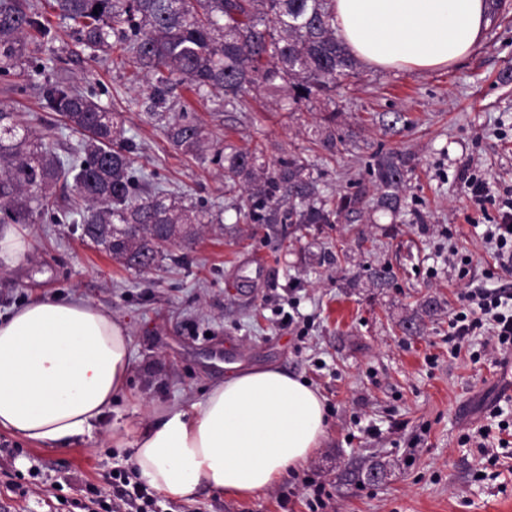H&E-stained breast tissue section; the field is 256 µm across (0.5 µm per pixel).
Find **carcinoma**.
<instances>
[{
  "instance_id": "carcinoma-1",
  "label": "carcinoma",
  "mask_w": 512,
  "mask_h": 512,
  "mask_svg": "<svg viewBox=\"0 0 512 512\" xmlns=\"http://www.w3.org/2000/svg\"><path fill=\"white\" fill-rule=\"evenodd\" d=\"M331 0H49L94 52H118L148 77L149 120L182 154L210 160L224 171V187L247 195L256 224L350 223L357 193L320 195L306 159L292 155L270 167L252 147H227L187 107L172 98L183 85L201 99L235 108L263 87L295 100L336 89L353 75L354 61L336 39ZM56 39L41 4L0 0V75L41 57ZM42 108L62 118L79 139L62 155L0 106V223L31 224L47 206V190L72 179V213L80 237L124 267H158L163 247L194 240L213 222L210 211L176 199L158 185L137 186L135 147L122 137L114 113L55 75L41 86ZM411 171L397 152L378 156L372 169L379 207L401 208Z\"/></svg>"
}]
</instances>
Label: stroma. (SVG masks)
<instances>
[{"label": "stroma", "mask_w": 512, "mask_h": 512, "mask_svg": "<svg viewBox=\"0 0 512 512\" xmlns=\"http://www.w3.org/2000/svg\"><path fill=\"white\" fill-rule=\"evenodd\" d=\"M49 55L72 84L115 112L135 146L137 167L176 195L207 206L221 222L191 245L165 247L159 268H123L75 233L64 212L75 192L60 181L50 204L28 225L31 248L16 266L0 264V314L32 297L79 295L124 321L132 336L129 393L108 421L137 423L151 410L202 400L236 366L280 367L318 388L328 435L308 464L284 474L249 500L215 494L187 503L158 497V512H312L305 481L324 483L325 512H512V426L499 431L496 408L512 423V358L484 357L492 336L452 354L448 323L468 284L512 288V273L494 269L485 242L496 205L476 208L459 180L474 167L491 195L512 187V0L491 16L473 52L437 70L357 65L344 85L300 102L266 90L236 109L187 95L196 116L225 143H258L266 164L305 157L324 193L362 197L351 224L234 223L225 211L245 204L225 191L220 168L185 157L147 121L143 73L102 62L57 15ZM44 76L31 69L0 77V104L17 112L57 150L58 115L41 108ZM333 136L335 147L323 144ZM412 159L405 204L373 208L369 167L380 154ZM473 258L470 279L448 261L452 248ZM265 276L244 282L252 259ZM386 270L378 285L370 269ZM436 301L425 311L427 301ZM294 305L301 327H286L278 309ZM421 331L407 334L408 320ZM481 353L472 362L471 352ZM494 437L482 453L474 437ZM0 512H113L116 469L132 470V451L96 433L49 448L0 432Z\"/></svg>", "instance_id": "1"}]
</instances>
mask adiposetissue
<instances>
[{
    "label": "adipose tissue",
    "mask_w": 512,
    "mask_h": 512,
    "mask_svg": "<svg viewBox=\"0 0 512 512\" xmlns=\"http://www.w3.org/2000/svg\"><path fill=\"white\" fill-rule=\"evenodd\" d=\"M334 24L358 60L384 69L445 68L468 57L488 25L486 0H332ZM129 327L73 296H37L0 318V431L62 448L108 429L131 447L138 477L192 502L241 500L303 468L327 436L318 390L273 367L243 369L199 402L174 404L135 427L107 423L128 390Z\"/></svg>",
    "instance_id": "ef3b65f1"
}]
</instances>
